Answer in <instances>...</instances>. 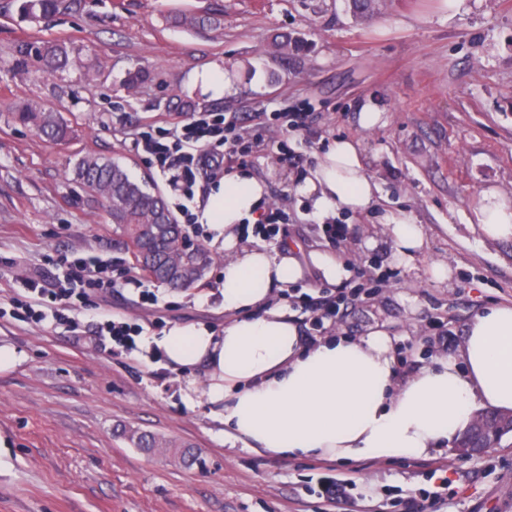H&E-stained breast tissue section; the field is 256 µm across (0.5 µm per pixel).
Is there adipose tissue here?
<instances>
[{
    "instance_id": "adipose-tissue-1",
    "label": "adipose tissue",
    "mask_w": 512,
    "mask_h": 512,
    "mask_svg": "<svg viewBox=\"0 0 512 512\" xmlns=\"http://www.w3.org/2000/svg\"><path fill=\"white\" fill-rule=\"evenodd\" d=\"M298 191L324 219L366 210L377 186L358 142L339 139ZM263 196L257 179L237 172L210 182L196 215L224 254L215 287L228 318L219 330L176 323L154 341L173 370L203 368L209 414L236 439L284 457L418 458L452 448L478 408L512 411V305L475 315L458 354L438 358L401 385L385 331L306 341L285 307L267 303L272 288L300 276L299 265L240 245L236 234ZM479 223L490 238H512V204L484 191ZM388 228L395 260L409 264L424 246L419 225L402 211Z\"/></svg>"
}]
</instances>
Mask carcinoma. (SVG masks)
Segmentation results:
<instances>
[{"label":"carcinoma","mask_w":512,"mask_h":512,"mask_svg":"<svg viewBox=\"0 0 512 512\" xmlns=\"http://www.w3.org/2000/svg\"><path fill=\"white\" fill-rule=\"evenodd\" d=\"M83 0H20L22 19L39 23L61 12L81 8ZM74 48L59 42L44 47L41 60L50 73H60L74 63ZM16 119L29 123L53 141L69 137L68 124L56 112H46L32 105L16 112ZM74 178L100 197L119 225L135 266L149 278L170 286L188 287L205 276L210 264L207 252L197 246L185 249L181 240L185 232L168 208L162 195L147 182L131 179L116 160L96 154L82 156L74 164ZM129 440L142 448H175L170 440H161L138 430L128 431Z\"/></svg>","instance_id":"cac0c4a2"}]
</instances>
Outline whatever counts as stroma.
<instances>
[{
    "mask_svg": "<svg viewBox=\"0 0 512 512\" xmlns=\"http://www.w3.org/2000/svg\"><path fill=\"white\" fill-rule=\"evenodd\" d=\"M18 0H0V343L24 361L0 373V512H415L423 491L450 487L435 512H512V433L489 452L458 456L329 460L280 457L223 439L205 406L184 399L188 378L165 368L149 341L169 325L223 327V268L215 254L202 282L171 288L138 276L131 251L97 197L73 179L75 161L93 152L118 161L168 205L177 194L132 134L161 130L186 111L234 113L260 141L244 170L264 186L263 206L280 215L276 234L237 229L245 246L293 257L301 276L273 289L309 340L389 333L395 378L404 382L443 355L457 354L468 322L512 303V238L491 240L476 222L482 193L512 202V0H376L354 18L344 0H84L81 11L46 23L21 19ZM214 18L187 29L180 14ZM66 41L79 50L65 77L46 74L36 56ZM220 64L234 82L215 100L190 88L193 71ZM143 83L128 95V72ZM34 102L70 125L53 142L14 117ZM380 114L370 129L360 112ZM303 116L286 134L282 113ZM360 143L378 201L340 213L343 237L329 238L296 188L335 140ZM419 224L424 249L397 264L386 226L398 210ZM344 264L326 280L312 256ZM108 260L112 288L75 298L64 325L28 319L15 301L39 275L72 281L71 262ZM448 265L447 279L431 274ZM364 288L339 314L317 316L339 291ZM141 326L135 350L95 339L97 322ZM137 429L189 447L147 453L124 432ZM351 479L352 501L321 495L327 479Z\"/></svg>",
    "mask_w": 512,
    "mask_h": 512,
    "instance_id": "35a3bbf8",
    "label": "stroma"
}]
</instances>
